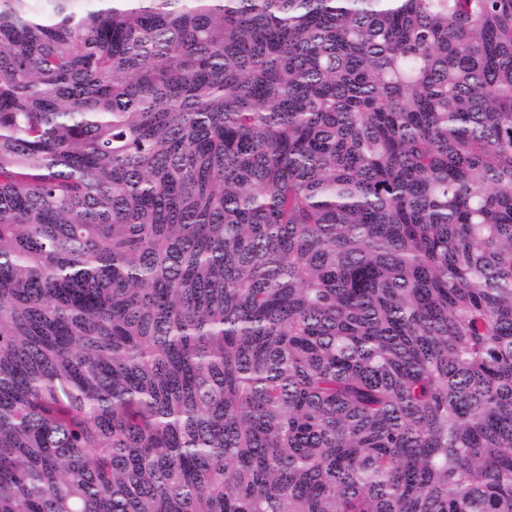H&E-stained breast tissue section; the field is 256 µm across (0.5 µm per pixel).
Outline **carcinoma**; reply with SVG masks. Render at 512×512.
<instances>
[{"instance_id": "1", "label": "carcinoma", "mask_w": 512, "mask_h": 512, "mask_svg": "<svg viewBox=\"0 0 512 512\" xmlns=\"http://www.w3.org/2000/svg\"><path fill=\"white\" fill-rule=\"evenodd\" d=\"M0 512H512V0H0Z\"/></svg>"}]
</instances>
